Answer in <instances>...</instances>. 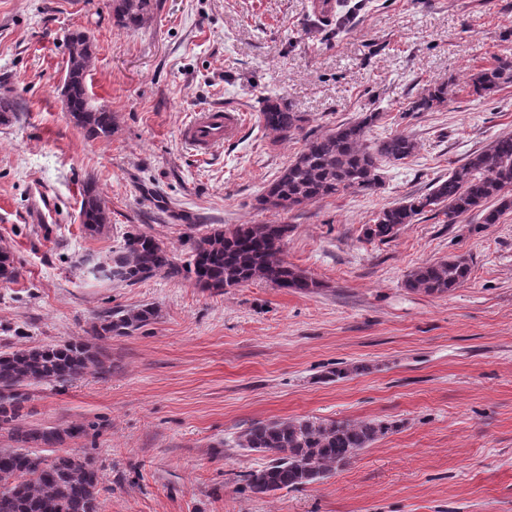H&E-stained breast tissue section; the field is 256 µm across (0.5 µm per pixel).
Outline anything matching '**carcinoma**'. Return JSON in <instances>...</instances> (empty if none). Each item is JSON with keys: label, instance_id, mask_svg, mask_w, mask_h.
Here are the masks:
<instances>
[{"label": "carcinoma", "instance_id": "obj_1", "mask_svg": "<svg viewBox=\"0 0 512 512\" xmlns=\"http://www.w3.org/2000/svg\"><path fill=\"white\" fill-rule=\"evenodd\" d=\"M116 24L136 30L153 17V0H113ZM68 61L61 94L66 96L73 122L89 138L112 134V113L92 105L86 76L92 61V43L80 29L67 36ZM512 83V59H504L471 78L473 94L484 97ZM448 85L419 92L411 112H439L448 105ZM17 118V103L0 94V125ZM380 112H366L327 133L306 138L294 160L265 187L258 199L264 210H288L353 190L371 192L381 184L380 170L388 162H400L416 150L406 134H391L370 142L367 134L382 121ZM258 122L277 142H288L309 122L280 97L262 101ZM83 227L101 234L108 215L94 183L81 193ZM436 211L446 223L477 211L482 223L497 224L512 211V135L470 153L451 169L448 177L432 183L427 192L411 194L380 210L373 223L362 228L367 242H385L426 212ZM288 236L286 224H235L212 228L189 239V260L177 261L175 253L154 236L130 233L122 248L101 269L88 273L95 279L135 283L156 275L185 278L205 289L221 291L256 279L277 288L312 293L321 284L282 258ZM16 274L8 248L0 246V281ZM471 276L469 258L451 255L421 264L407 272L403 287L409 291L447 294L463 286ZM157 314L145 305L137 310L107 311L91 327L92 340L71 339L52 346H33L0 352V429L7 431L10 448H0V512H98L100 477L96 461L86 451H71L47 458L34 448H62L95 424L71 423L64 427L31 428L24 423L27 387L33 384L63 385L87 374L105 377L112 363L96 341L123 336L149 323ZM395 429L378 420L359 422L286 419L253 424L239 436V447L272 458L266 466L248 474L250 489L260 495L311 485L348 464L359 451Z\"/></svg>", "mask_w": 512, "mask_h": 512}]
</instances>
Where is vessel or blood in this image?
<instances>
[{
    "mask_svg": "<svg viewBox=\"0 0 512 512\" xmlns=\"http://www.w3.org/2000/svg\"><path fill=\"white\" fill-rule=\"evenodd\" d=\"M243 121V113L212 106L190 115L183 138L198 154L206 156L225 140L234 138Z\"/></svg>",
    "mask_w": 512,
    "mask_h": 512,
    "instance_id": "1",
    "label": "vessel or blood"
}]
</instances>
